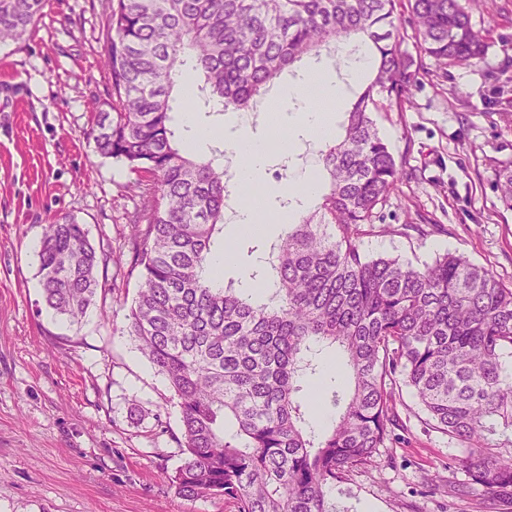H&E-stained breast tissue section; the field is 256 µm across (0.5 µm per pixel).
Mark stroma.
Masks as SVG:
<instances>
[{
  "label": "stroma",
  "instance_id": "35a3bbf8",
  "mask_svg": "<svg viewBox=\"0 0 512 512\" xmlns=\"http://www.w3.org/2000/svg\"><path fill=\"white\" fill-rule=\"evenodd\" d=\"M111 0H48L24 39L0 47V512H235L221 497L189 499L170 480L180 465L181 423L172 393L126 331L136 294L128 268V216L144 200L135 174L95 153L96 103L111 82L102 66ZM486 38L482 62L445 67L402 49L412 82L401 104L376 113L403 178L379 210L371 257L422 266L456 252L512 285V210L497 188L512 161V0H481L469 12ZM275 134L264 184L287 178L314 150L298 127ZM264 184L244 189L259 197ZM69 214L111 260L113 287L81 325L49 310L31 251L43 224ZM402 440L380 449L350 480L331 486L336 512H512L466 487L462 450L425 428L402 390ZM438 474L437 485L426 482Z\"/></svg>",
  "mask_w": 512,
  "mask_h": 512
}]
</instances>
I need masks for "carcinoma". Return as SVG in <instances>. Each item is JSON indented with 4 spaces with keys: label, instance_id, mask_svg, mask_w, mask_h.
Instances as JSON below:
<instances>
[{
    "label": "carcinoma",
    "instance_id": "obj_1",
    "mask_svg": "<svg viewBox=\"0 0 512 512\" xmlns=\"http://www.w3.org/2000/svg\"><path fill=\"white\" fill-rule=\"evenodd\" d=\"M45 6L0 0V43L30 33ZM408 7L421 53L447 66L483 60L485 37L460 0ZM396 20V0H112L103 59L112 94L89 136L138 176L144 198L129 217L138 289L127 332L177 400L173 482L187 498L224 497L236 512H332L330 486L398 442L405 386L423 423L465 448L457 464L467 484L512 501V288L462 254L417 268L362 249L403 174L372 118L412 78ZM341 44L351 55L367 48L373 74L341 139L321 151L319 203L252 270L272 291L206 277L237 186L224 151L182 149L173 117L182 67L199 76L191 102L255 112L270 83ZM498 189L512 209V163ZM37 256L47 307L81 323L106 290L107 254L65 214L46 226ZM329 347L346 365V393L322 378ZM313 377L315 391L305 385ZM320 399L337 408L326 429L313 422Z\"/></svg>",
    "mask_w": 512,
    "mask_h": 512
}]
</instances>
